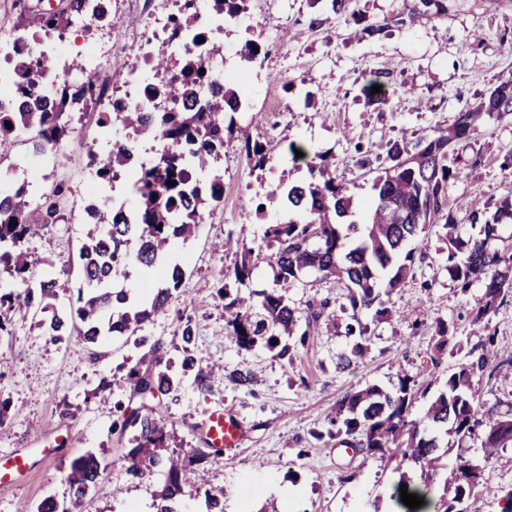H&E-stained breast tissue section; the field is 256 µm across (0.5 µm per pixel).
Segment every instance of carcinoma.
I'll list each match as a JSON object with an SVG mask.
<instances>
[{"mask_svg":"<svg viewBox=\"0 0 512 512\" xmlns=\"http://www.w3.org/2000/svg\"><path fill=\"white\" fill-rule=\"evenodd\" d=\"M83 0H67V7L57 13L40 12L22 7L19 26L32 34L49 28L66 30L73 15L82 8ZM43 67L40 61L29 62L17 86V95L26 98L33 92L27 75ZM205 73H200V70ZM211 77L210 66L203 60L185 65L180 71L177 96L182 103L167 112H125L122 124L133 128L142 137L162 140L166 148L158 153L137 175L138 194L135 220L111 205H93L95 221L88 241L82 249L83 286L77 288L75 300L69 302V314L56 307L58 299L55 279L33 277V261L24 247L25 241L59 219L60 201L67 189L51 184L42 194L40 221L31 219L25 201L26 187L0 194V274L6 273L21 288L15 295L0 296V334L7 331V311L15 304L35 307L41 314L39 325L53 340L77 335L87 344L96 345L114 336H134L153 316L163 311L171 289L180 286L184 277L181 266L167 269L168 287L161 288L150 299L140 296V286L114 287V276L132 267L155 269L163 266L169 245L174 238L194 236L203 223L205 212L224 198L223 176L215 173L206 183L193 178L229 152H245L255 168L264 167L281 151V143L252 140L234 122H225V114L241 107V97L232 82L224 83V95L208 101L202 109L199 92ZM72 86L61 84L56 90L59 111L27 108L21 112H0V163L8 158L14 142L26 135L34 151L56 147L68 133L70 113L64 111ZM512 116V79L502 81L475 106L457 112L446 128L410 138L403 137L387 145L386 156L371 159L362 155L361 168L374 174L373 197L359 218H354V196L348 183L339 178L336 164L324 155L320 163L308 167L311 179L296 185L280 183L269 193L271 200L282 198L293 212L285 222L267 225L266 249L243 246L235 251V261L228 276L238 285L250 279L254 269L268 265L275 270L279 282L298 281L306 273L323 278H336L347 289L352 311L373 312L377 320L394 317L387 296L413 269L416 249L410 244L426 236L431 228H442V241L448 250V272L466 288L474 281L484 282L485 291L478 302L474 323L483 320L512 298V253L499 249L498 224L512 221V198L504 199L492 217L474 206L469 214L472 226L479 227L475 236L464 241L455 236L456 220L448 211V181L459 176V168L448 164L456 145L478 134L487 119ZM12 127H7V124ZM132 146L117 145L109 156L97 163L96 174L103 182L124 171ZM175 185L170 186L168 182ZM17 225L12 227L10 222ZM137 249L130 250L131 241ZM260 312L240 297L230 298L224 291V310L229 312L226 326L244 346L262 340L266 346L279 348V355H288L291 346L281 337L299 336L305 343L314 334L329 302L308 305L303 311L288 304L275 291H263ZM349 335H358L351 356L341 365L351 366L353 359L363 355L367 327L362 323L347 325ZM186 356L183 373H194L200 390L206 389L207 374L195 369L191 354L193 342L189 325L177 328ZM433 365H438L447 352L450 336L448 326L437 325L434 336ZM494 339L487 335L468 352V359L448 373L445 389L429 400L421 415L412 417L416 401L429 392L431 383L423 384L417 377L404 375L393 391L375 385L350 392L336 402L328 437L341 439V445L358 449L381 460L395 458L419 467L420 482L401 476L394 486L397 505L400 487L424 498L432 512H467V501L479 492V468L465 467L464 456L470 439L480 441L483 458L494 457L498 450L512 446V414H502L480 400L473 387L474 378L493 374L496 368L512 364V355L502 356L492 349ZM162 356L152 345L142 355L139 367L129 373L133 391L144 398L167 395L177 390L179 380L161 368ZM118 419L112 431L125 436L133 432L130 447L116 449L124 461L126 473L133 480L151 477L154 472L166 476L159 494L157 512H177L175 505L184 495L188 482L182 458L162 453L171 438L167 423L152 412L141 413L123 403L115 404ZM451 434L457 447L440 450L436 433ZM321 432L316 434L322 439ZM456 451V464L448 467L445 457ZM106 468L105 458L85 453L74 458L65 473L70 505L60 504L47 496L26 507L25 512H79L89 494L97 487ZM442 483V493L433 495L435 482Z\"/></svg>","mask_w":512,"mask_h":512,"instance_id":"carcinoma-1","label":"carcinoma"}]
</instances>
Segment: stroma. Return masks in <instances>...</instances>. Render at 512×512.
<instances>
[{
	"mask_svg": "<svg viewBox=\"0 0 512 512\" xmlns=\"http://www.w3.org/2000/svg\"><path fill=\"white\" fill-rule=\"evenodd\" d=\"M418 6L419 0H354L351 14L339 16L324 0L314 6L308 0H277L271 11L263 0H252L245 22L226 26L225 45L250 40L265 48L275 41L281 49L254 63L260 80L250 111L236 114L237 125L249 128L256 140L294 141L309 153L324 154L340 176L356 183L359 199H366L372 177L358 166L359 151L381 155L388 142L403 135L448 126L456 112L512 78V0H444L443 12L427 20L418 16ZM318 16L323 19L319 25L314 22ZM369 25L382 26V33L355 39V31ZM374 77L384 85V101L367 100L361 92ZM60 151L65 164L50 163L42 182L27 179L35 157L30 143L16 142L8 163L16 168L13 183H26L29 197H40L49 183L69 188L57 223L26 243L34 277L56 279L65 298L81 282L79 252L88 227L74 220L73 211L92 176L85 157L72 146L61 144ZM510 151L512 120L507 118L487 120L471 144L456 146L460 157L483 156L481 165L448 183V204L461 238L475 232L468 220L472 203L492 212L512 195V167L502 165ZM224 167V200L206 212L195 238L172 241L169 256L183 263L185 277L142 331L148 343L161 345L170 373L181 378L178 391L159 403L174 431L172 446L181 453L200 447L203 411L221 406L247 427L233 454H212L201 462L210 487L224 493V512H241L238 491L246 485L256 490L252 512H393L392 487L400 474L416 476L414 465H388L335 440H316L314 434L328 428L338 399L365 386L391 391L400 376L409 374L432 378L433 391L442 390L449 370L464 362L481 339L472 311L483 285L460 289L448 274V253L433 231L417 242L422 260L390 295L399 318L379 321L360 313L368 340L363 358L349 368L337 363L355 339L341 327L321 328L287 357L261 343L240 346L226 328L220 287L241 297L274 289L299 308L325 300L334 312L348 299L343 285L314 275L276 284L267 266L255 269L246 285L226 284L234 256L217 249V242L231 237L261 246L266 225L288 216L280 202L267 200L268 190L282 181L304 182L308 167L306 160L283 153L261 170L245 155L229 154ZM259 204L264 207L260 214L255 211ZM7 316L9 332L0 335V401H9L10 411L0 427V454L29 453L31 469L17 485L0 488V512H17L49 495L68 499L64 470L87 451L108 458L109 465L82 512H157L162 476L129 479L113 458L116 414L94 396L107 385L114 401L139 405L127 381L143 354L134 337H115L98 347L76 336L54 343L33 309L17 305ZM440 321L462 346L435 367L430 354ZM186 322L193 330L196 366L209 373L203 392L182 373V342L174 330ZM241 368L254 373L252 386L235 383ZM468 455L482 468L480 491L469 500L468 512H500L502 497L512 490V447L487 460L475 440Z\"/></svg>",
	"mask_w": 512,
	"mask_h": 512,
	"instance_id": "1",
	"label": "stroma"
}]
</instances>
